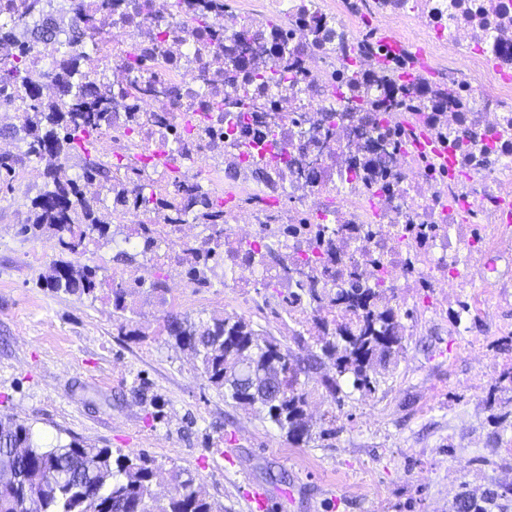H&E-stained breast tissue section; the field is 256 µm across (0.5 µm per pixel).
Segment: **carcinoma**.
Masks as SVG:
<instances>
[{"mask_svg":"<svg viewBox=\"0 0 512 512\" xmlns=\"http://www.w3.org/2000/svg\"><path fill=\"white\" fill-rule=\"evenodd\" d=\"M75 26L69 40L56 46L50 64L32 70L26 57L36 44L55 38L50 16L30 21L25 30L32 39L20 40L16 26L0 24V106L21 110L25 150L20 158L0 162V171L11 176L16 164L36 159L49 162V181L31 201L29 223L22 231H50L62 251L73 257L85 255L86 234L103 231L100 193L89 194L66 175L71 152L80 154L82 178L112 191V170L97 156L94 143L102 127L112 125L100 84L85 60L96 54V43L88 36L94 18L71 17ZM51 82L68 99L53 104L42 98L41 88ZM135 202L154 203L186 214L203 208L198 219L204 224L224 223V206L207 201L191 189L177 200L142 193ZM106 275L99 266L59 260L51 266L48 286L72 294L93 296L103 288ZM377 288L354 285L336 293V303L357 314L350 322L317 318L311 327L297 332L294 340L311 336L307 358L293 361L280 343L255 331L244 317L226 314L196 324L174 318L167 330L176 343L200 360L201 376L224 398L242 404L237 371L247 360L265 361L275 355L280 369L276 390L280 401L261 404L269 419L287 430L288 439L303 444L311 439L310 429L301 425L306 416L309 391L306 380L325 364L335 375L322 380L326 391L341 400L342 382L352 379L355 390L370 392L378 383L380 370L402 349L406 326L393 308L376 303ZM154 461L146 456L112 455V449L71 441L44 446L23 420L0 417V512H213L211 504L194 487L192 477L174 471L171 489L160 496L155 490ZM512 512V487L486 489L476 497L463 491L455 499L453 512Z\"/></svg>","mask_w":512,"mask_h":512,"instance_id":"carcinoma-1","label":"carcinoma"}]
</instances>
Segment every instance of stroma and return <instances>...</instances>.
<instances>
[{
	"instance_id": "stroma-1",
	"label": "stroma",
	"mask_w": 512,
	"mask_h": 512,
	"mask_svg": "<svg viewBox=\"0 0 512 512\" xmlns=\"http://www.w3.org/2000/svg\"><path fill=\"white\" fill-rule=\"evenodd\" d=\"M25 171L18 165L12 183L0 182V416L25 420L48 445L147 455L162 494L172 471H187L215 512H251L256 490L276 496L268 512H449L463 485L480 492L494 482L486 452L512 440V392L494 376L483 393L470 391L477 366L458 350L462 338L483 337L488 357L512 358V339L493 325H408L372 392L347 382L336 402L309 382V404L324 402L336 433L325 436L314 415L311 440L295 445L265 411L226 401L165 321L237 314L302 356L291 329L240 306L220 278L175 308L138 289L123 312L103 295L48 288L62 254L51 233L21 231L47 182L44 170Z\"/></svg>"
}]
</instances>
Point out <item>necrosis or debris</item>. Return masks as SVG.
Wrapping results in <instances>:
<instances>
[{
  "mask_svg": "<svg viewBox=\"0 0 512 512\" xmlns=\"http://www.w3.org/2000/svg\"><path fill=\"white\" fill-rule=\"evenodd\" d=\"M80 6L98 18L91 68L112 93L113 192L168 196L174 145L184 186L233 201L220 224L129 208L121 234L154 268L195 288L223 263L249 309L267 291L376 285L379 304L496 313L512 336V276L496 267L512 266V0ZM274 70L279 85L257 83ZM385 97L362 129L360 107ZM424 132L437 152L419 149Z\"/></svg>",
  "mask_w": 512,
  "mask_h": 512,
  "instance_id": "necrosis-or-debris-1",
  "label": "necrosis or debris"
}]
</instances>
